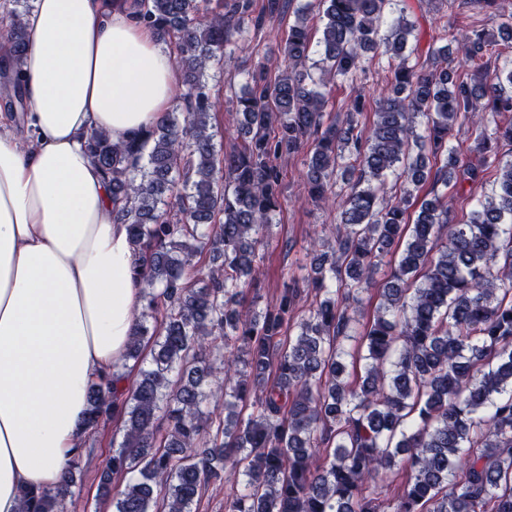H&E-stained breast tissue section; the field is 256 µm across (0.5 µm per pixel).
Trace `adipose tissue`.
Listing matches in <instances>:
<instances>
[{
	"instance_id": "ef3b65f1",
	"label": "adipose tissue",
	"mask_w": 512,
	"mask_h": 512,
	"mask_svg": "<svg viewBox=\"0 0 512 512\" xmlns=\"http://www.w3.org/2000/svg\"><path fill=\"white\" fill-rule=\"evenodd\" d=\"M131 0H34L24 123L0 108V512L53 487L84 441L91 382L124 361L143 304L135 246L86 136H143L179 76Z\"/></svg>"
}]
</instances>
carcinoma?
Segmentation results:
<instances>
[{
	"mask_svg": "<svg viewBox=\"0 0 512 512\" xmlns=\"http://www.w3.org/2000/svg\"><path fill=\"white\" fill-rule=\"evenodd\" d=\"M133 6L161 41L176 39L181 110L139 142L86 137L143 288L125 354L136 381L121 398L109 378L89 387L85 441L116 406L123 432L101 495L114 512H194L231 473L224 512H512V158L464 222L449 223L445 196L418 201L430 182L465 191L495 144L512 145V61L477 83L448 63L456 51L479 69L512 45V15L495 19L499 41L449 27L444 45L422 48L407 0H315L321 38L312 43L303 7L282 64L258 63L237 98L241 138L226 151L207 77L252 0ZM284 8L264 0L255 23ZM32 9L0 0L16 73L0 97L21 113ZM367 53L387 58L374 121L359 124L362 93L346 120L327 118L318 87L356 74ZM468 123L484 133L462 161L449 137ZM307 142V191L338 209L336 243L313 240L307 274L260 312L250 293L282 208L280 163ZM389 174L404 185L390 203L380 198ZM372 288L379 302L366 320L352 302ZM217 369L224 379L211 385ZM221 397L222 417L208 410ZM82 458L67 461L58 486L25 491L22 512H69ZM399 461L401 491L384 501L378 485Z\"/></svg>",
	"mask_w": 512,
	"mask_h": 512,
	"instance_id": "1",
	"label": "carcinoma"
}]
</instances>
